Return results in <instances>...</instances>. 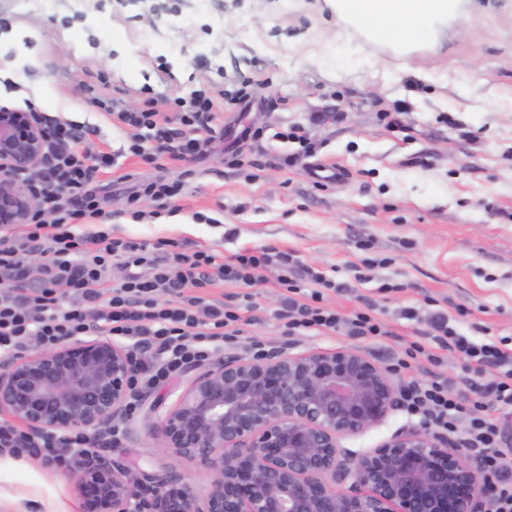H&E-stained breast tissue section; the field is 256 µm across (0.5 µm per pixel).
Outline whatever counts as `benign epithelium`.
I'll return each instance as SVG.
<instances>
[{"label":"benign epithelium","mask_w":512,"mask_h":512,"mask_svg":"<svg viewBox=\"0 0 512 512\" xmlns=\"http://www.w3.org/2000/svg\"><path fill=\"white\" fill-rule=\"evenodd\" d=\"M40 112L0 107V227L26 224L51 162ZM128 353L105 336L0 361V411L32 433L107 440L127 413ZM396 403L388 372L353 350L224 357L187 383L157 447L210 475L204 494L171 471L150 488L103 454H79L83 512H477L488 479L438 436L412 431L363 455L336 444Z\"/></svg>","instance_id":"1"}]
</instances>
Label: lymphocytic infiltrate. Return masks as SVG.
Segmentation results:
<instances>
[{
  "mask_svg": "<svg viewBox=\"0 0 512 512\" xmlns=\"http://www.w3.org/2000/svg\"><path fill=\"white\" fill-rule=\"evenodd\" d=\"M179 127L154 108L118 112L128 130L129 151L150 164L162 156L181 158L201 153L208 146L210 123L218 103L195 92L177 99ZM87 126L53 122L50 128L54 162L44 175L46 188L27 230L17 236H0V358L23 353L30 343L52 347L80 336H120L129 341L134 366L133 383L158 387L185 366L208 358L217 342L240 335V314L213 304H203L196 289L217 282L253 285L270 264L282 269L279 283L289 298L285 313L288 330L317 333L342 330L353 336H375L378 319L367 311L345 317L324 307V292L332 283L313 268L294 269L289 255L238 254L232 261L198 250L166 258L130 241L112 239L91 224L106 213L92 186L97 171L111 167L108 153L91 155L80 149ZM153 149H145L144 140ZM45 257L32 266L33 254ZM128 274L110 294L102 289L113 263ZM37 288H30L31 280ZM66 286L70 300H62L57 286ZM438 350H454L467 362L465 379L409 380L400 391V404L419 422L454 435L461 447L479 455L490 478L491 512H512V426L492 419L487 397L512 406V348L494 342H475L449 325L445 315L432 323ZM81 431L36 437L12 423L0 422V453L30 449L45 462L58 464L62 450L92 447Z\"/></svg>",
  "mask_w": 512,
  "mask_h": 512,
  "instance_id": "lymphocytic-infiltrate-1",
  "label": "lymphocytic infiltrate"
}]
</instances>
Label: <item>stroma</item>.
<instances>
[{
	"label": "stroma",
	"instance_id": "stroma-1",
	"mask_svg": "<svg viewBox=\"0 0 512 512\" xmlns=\"http://www.w3.org/2000/svg\"><path fill=\"white\" fill-rule=\"evenodd\" d=\"M246 78L253 86L243 99ZM197 90L218 100L207 150L157 167L128 152L125 127L98 107L168 113ZM0 106L94 127L87 150L114 159L97 177L113 237L226 258L271 248L336 282L327 306L344 315L370 307L382 323L366 338L287 335L278 318L286 291L269 267L246 292L222 282L200 289L246 320L215 357L351 349L397 384L456 381L465 363L448 350L439 364L419 357L392 369L411 343L428 344L436 310L474 341L512 343V0H464L420 43L367 33L333 0H53L47 9L0 0ZM291 125L305 127L314 154L287 167L283 157L301 147L274 133ZM258 128L264 136L252 139ZM235 155L240 165H231ZM317 163L343 179L317 186L308 172ZM130 173L182 181V193L162 210L141 203L146 216L134 219ZM408 308L417 319L404 317ZM199 371L141 390L120 440L100 448L142 486L172 468L197 488L209 482L155 446ZM417 426L396 407L337 444L364 454ZM11 461L0 455V490L37 483L82 512L74 459L57 466L32 455L26 470Z\"/></svg>",
	"mask_w": 512,
	"mask_h": 512
}]
</instances>
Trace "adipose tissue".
Returning <instances> with one entry per match:
<instances>
[{
    "instance_id": "obj_1",
    "label": "adipose tissue",
    "mask_w": 512,
    "mask_h": 512,
    "mask_svg": "<svg viewBox=\"0 0 512 512\" xmlns=\"http://www.w3.org/2000/svg\"><path fill=\"white\" fill-rule=\"evenodd\" d=\"M459 0H336L337 9L366 27L387 31L390 22H400L398 34L416 40L428 34L434 21L447 20Z\"/></svg>"
}]
</instances>
